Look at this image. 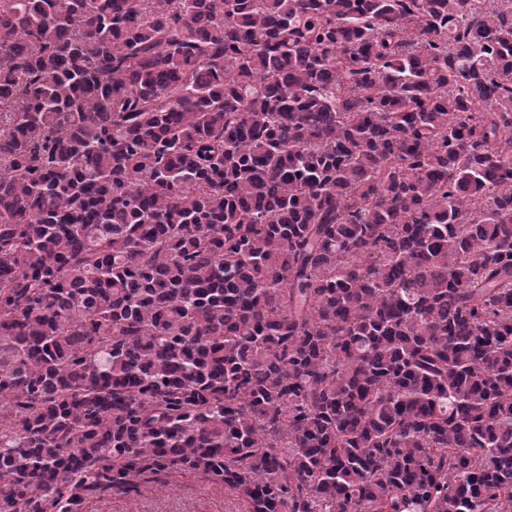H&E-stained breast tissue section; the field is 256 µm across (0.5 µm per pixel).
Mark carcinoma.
I'll return each mask as SVG.
<instances>
[{
    "label": "carcinoma",
    "mask_w": 512,
    "mask_h": 512,
    "mask_svg": "<svg viewBox=\"0 0 512 512\" xmlns=\"http://www.w3.org/2000/svg\"><path fill=\"white\" fill-rule=\"evenodd\" d=\"M512 512V0H0V512ZM167 481L164 486L142 482L128 494L93 499L84 512H240L223 485L181 474Z\"/></svg>",
    "instance_id": "obj_1"
}]
</instances>
